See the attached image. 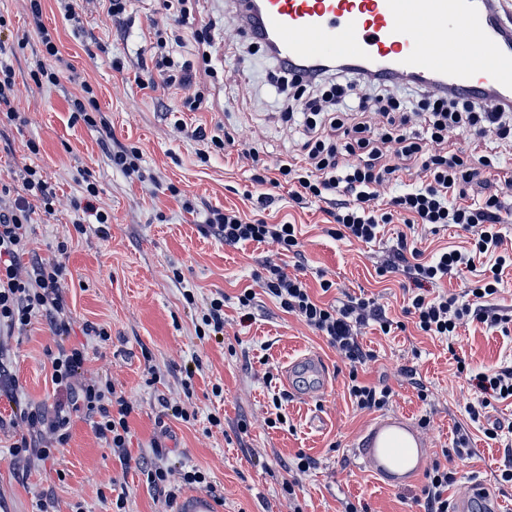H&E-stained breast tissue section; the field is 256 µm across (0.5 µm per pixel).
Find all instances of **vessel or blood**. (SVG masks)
<instances>
[{
	"label": "vessel or blood",
	"mask_w": 512,
	"mask_h": 512,
	"mask_svg": "<svg viewBox=\"0 0 512 512\" xmlns=\"http://www.w3.org/2000/svg\"><path fill=\"white\" fill-rule=\"evenodd\" d=\"M249 32L273 38L302 81L335 61L435 92L512 103V18L498 0H262ZM430 452L420 428L400 414L376 422L356 450L388 488L413 483ZM175 512H217V505L189 493Z\"/></svg>",
	"instance_id": "vessel-or-blood-1"
}]
</instances>
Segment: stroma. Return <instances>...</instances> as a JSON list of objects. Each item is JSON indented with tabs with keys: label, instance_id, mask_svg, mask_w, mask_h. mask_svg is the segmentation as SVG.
<instances>
[{
	"label": "stroma",
	"instance_id": "stroma-1",
	"mask_svg": "<svg viewBox=\"0 0 512 512\" xmlns=\"http://www.w3.org/2000/svg\"><path fill=\"white\" fill-rule=\"evenodd\" d=\"M236 0H197L182 29L186 52H193V34L210 23L220 27L214 54L223 80L210 85L205 110L188 112L182 94L158 87L141 88L137 59L146 48L150 21H164L163 0H132L130 20L113 26L100 0H84L79 25L63 18L56 0H43L42 20L58 33V46L72 65L60 86L36 88L29 62L38 42L29 25L24 0H0V60L15 71L18 109L23 125L0 126V179L33 163L56 194L52 213L36 212L29 227V246L50 259L58 240L70 237L66 258V301L73 323L68 344L84 346L88 371L112 378L133 403L130 452L152 457L151 442L161 439L170 464L195 466L211 477L213 494L223 512H343L344 502L368 512H424L425 478L399 489L376 481L355 450L370 427L384 415L409 416L423 426L433 457L452 448L457 426L470 436L467 459L448 463L456 481L448 488L456 499L471 484L492 486L497 498L512 508V484L498 474L512 465V434L488 439L493 423H512V400L494 403L485 419L472 422L467 408L476 400L468 372L512 367V333L474 322L462 327L453 341L419 331L403 312L410 282L400 271H386L397 236L405 231L401 217L385 225L375 242L366 244L327 235L322 203L301 209L290 203L287 190L275 191L268 207L256 201L261 188L247 163L238 159L255 148L268 163L287 158L301 142L302 118L285 123L281 113L286 88L273 84L272 61L252 44L235 9ZM124 71H115L113 58ZM97 89L98 104L114 140L140 148L146 168L159 185L129 182L113 169L96 129L70 119L67 95L81 81ZM181 111L186 130L174 128L173 111ZM224 129L233 139L227 154L200 162L204 147L192 134L196 127ZM40 153L30 156L28 142ZM90 170L100 189V203L111 214L106 230L88 225L74 231L71 205L81 188L79 170ZM176 186L193 199L195 212L182 209L168 188ZM234 208L263 215L268 222L289 221L302 230L304 259L300 273L311 288L332 281L325 301L348 296L373 297L396 326L382 333L376 323L362 330L360 340L375 358L361 381L389 386L393 394L385 410H360L348 391L349 367L326 340L296 316L285 313L264 293H257L249 322H241L237 297L254 286V276L268 261L291 265L275 245L249 242L228 246L200 233L207 209ZM192 291L194 304L183 293ZM223 293L224 340L200 336L201 317L216 293ZM106 325L111 338L99 343L86 335L88 323ZM55 338L44 318H33L27 331L0 338V362L15 375L16 386L0 391V512H112L118 494H126V512H165L162 497L151 490L137 468L122 469L117 458L90 427L74 418L71 438L54 460L17 458L11 419L16 408L53 409L57 396L51 382L50 351ZM314 355L328 370V383L310 400L293 397L285 371L295 359ZM465 360L467 373L457 370ZM197 365L193 393L185 395L184 368ZM223 393L214 396L213 385ZM426 387L427 399L418 396ZM186 403L196 413L184 423L172 417L167 404ZM219 414L223 429L210 426ZM316 462L300 480L296 501L282 490L288 465L297 453Z\"/></svg>",
	"mask_w": 512,
	"mask_h": 512
}]
</instances>
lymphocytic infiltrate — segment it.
I'll return each instance as SVG.
<instances>
[{
    "label": "lymphocytic infiltrate",
    "instance_id": "1",
    "mask_svg": "<svg viewBox=\"0 0 512 512\" xmlns=\"http://www.w3.org/2000/svg\"><path fill=\"white\" fill-rule=\"evenodd\" d=\"M30 26L39 44L32 56L30 77L37 87L60 86L71 63L64 58L54 32L42 22V0H28ZM215 39L214 26H206L194 34L198 46L196 58H187L182 48L184 39L176 31L152 26L149 58L140 61L144 74L141 88L156 85L185 91L183 105L191 112L205 108L207 95L193 82L196 59L208 56ZM314 90H297L289 98L287 112L305 115L306 133L297 153L270 166L264 163L257 149H250L247 158L253 169L252 179L261 186L287 187L290 199L298 205L315 199L329 204V216L335 226L332 237L371 242L377 239L382 225L401 216L407 226L438 228L449 224L462 226L471 235V246L465 250L445 249L424 257L421 250L409 248L406 236H399L397 258L403 274L417 286L405 309L417 328L429 336L452 339L463 325L472 321L496 327L512 322V316L500 313L489 299L497 291L500 276L512 266V252L502 248V227L512 222V212L504 211L498 194L486 193L490 181L512 189V175L503 173L500 158L512 155V106L494 107L455 96H423L416 103L429 118L425 136L408 134L405 105L391 95L385 81L370 80V91L358 99L354 110L342 107L354 86L315 75ZM72 122H83L101 131V148L112 166L130 181L156 182L154 173L141 164V151L134 146L114 142L106 117L98 107L94 86L81 81L78 92L70 94ZM380 115L384 124L377 134H369L362 122L365 113ZM496 130L494 145L483 153H465L448 145L450 134L469 135L474 144H481L489 130ZM439 145L437 153H429L428 144ZM415 172L418 187L394 196L388 208L379 204L378 186L392 182L397 173ZM22 185L19 194L0 183V334L26 332L34 315L44 316L53 335H68L70 311L65 300L67 241L56 245L52 260L31 257L28 226L36 209L52 212L54 194L32 165L23 166L14 175ZM80 198L73 200L78 211L77 233H85L87 218L96 223L109 221L108 213L98 204L99 189L91 173H78ZM484 196H474L475 188ZM204 233L234 246L245 242L276 245L281 251L298 253L300 242L296 225L271 224L262 219H244L232 209L210 210L203 223ZM479 257L492 259L491 274L473 284L468 299L455 295L426 292V285L439 284L451 275L472 271ZM256 288L273 297L283 312L297 316L308 327L326 338L328 344L348 362L347 390L358 409L380 410L388 406L390 387L372 386L362 382L358 369L372 361L374 354L359 340V329L376 322L382 332L391 324L373 299L351 297L344 301L325 303L315 297L307 283L285 268L266 263L255 276ZM86 354L78 347H58L51 356V381L64 398L53 412L22 409L16 412L14 424L22 434L14 443L18 456H33L44 461L53 457L70 438L71 415L81 413L94 435L104 440L122 468H129V418L134 411L123 391L106 376H89L84 368ZM478 392L470 405L471 421H479L492 401L512 399V367L480 372L473 377ZM153 462H144L140 471L147 485L163 495L166 505H173L184 488L207 485V474L197 467L179 469L167 465L161 441H153Z\"/></svg>",
    "mask_w": 512,
    "mask_h": 512
}]
</instances>
